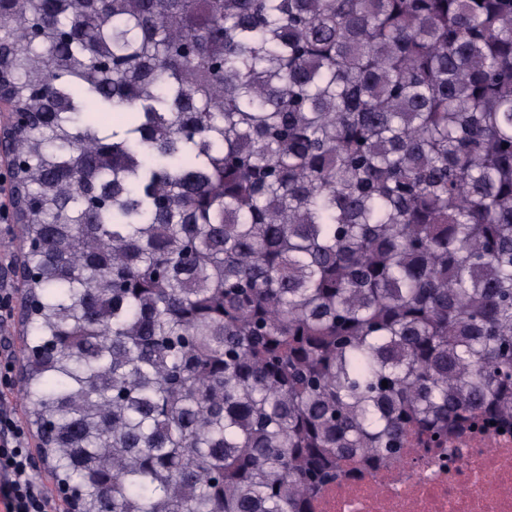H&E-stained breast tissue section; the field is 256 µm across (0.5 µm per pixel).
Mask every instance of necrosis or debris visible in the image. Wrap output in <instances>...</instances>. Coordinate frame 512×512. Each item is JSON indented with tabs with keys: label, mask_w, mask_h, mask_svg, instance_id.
Here are the masks:
<instances>
[{
	"label": "necrosis or debris",
	"mask_w": 512,
	"mask_h": 512,
	"mask_svg": "<svg viewBox=\"0 0 512 512\" xmlns=\"http://www.w3.org/2000/svg\"><path fill=\"white\" fill-rule=\"evenodd\" d=\"M315 512H512V431L452 433L397 464L339 478Z\"/></svg>",
	"instance_id": "4bbe7bcc"
}]
</instances>
